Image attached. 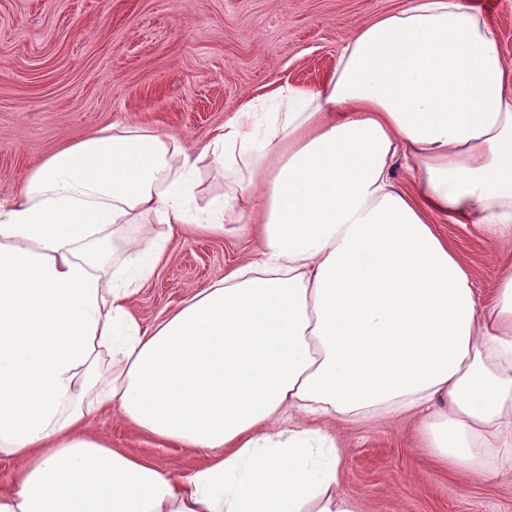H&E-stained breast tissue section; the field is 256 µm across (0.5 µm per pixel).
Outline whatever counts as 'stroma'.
I'll return each instance as SVG.
<instances>
[{
    "mask_svg": "<svg viewBox=\"0 0 512 512\" xmlns=\"http://www.w3.org/2000/svg\"><path fill=\"white\" fill-rule=\"evenodd\" d=\"M408 0H0V196L15 194L44 158L132 119L201 149L247 100L283 83L320 85L358 23ZM498 34L512 69V0H467ZM437 230L475 272L486 296L499 248L460 225ZM248 225L172 238L169 258L133 298L150 327L192 294L259 256ZM112 448L187 474L215 456L184 450L92 413ZM342 452L340 489L366 512H512V476L434 462L413 420L328 425Z\"/></svg>",
    "mask_w": 512,
    "mask_h": 512,
    "instance_id": "35a3bbf8",
    "label": "stroma"
}]
</instances>
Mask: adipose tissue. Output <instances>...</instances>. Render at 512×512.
<instances>
[{"mask_svg": "<svg viewBox=\"0 0 512 512\" xmlns=\"http://www.w3.org/2000/svg\"><path fill=\"white\" fill-rule=\"evenodd\" d=\"M268 100L266 125L247 101L198 151L111 125L0 200V451L16 485L0 512H363L316 416L416 419L438 463L512 473V253L481 301L432 222L512 246V71L494 27L466 0H409L359 24L319 88ZM206 159L242 177L194 213ZM242 214L258 260L142 327L130 301L172 232ZM153 220L169 232L150 249L113 238ZM98 408L217 454L161 471L90 434Z\"/></svg>", "mask_w": 512, "mask_h": 512, "instance_id": "obj_1", "label": "adipose tissue"}]
</instances>
